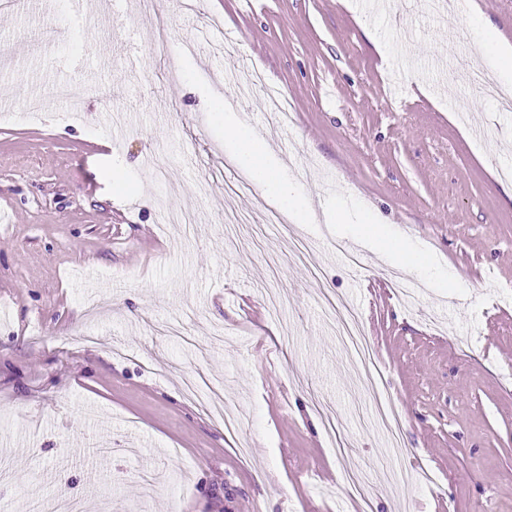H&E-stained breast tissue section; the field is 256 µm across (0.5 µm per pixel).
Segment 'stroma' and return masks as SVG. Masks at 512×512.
Masks as SVG:
<instances>
[{
  "instance_id": "1",
  "label": "stroma",
  "mask_w": 512,
  "mask_h": 512,
  "mask_svg": "<svg viewBox=\"0 0 512 512\" xmlns=\"http://www.w3.org/2000/svg\"><path fill=\"white\" fill-rule=\"evenodd\" d=\"M87 2L0 15L11 512L36 496L91 512H355L351 462L374 512H512V111L457 77L482 62L476 27L443 0H197L195 15L181 0ZM200 16L208 61L184 50ZM227 66L262 69L285 111L239 95ZM63 82L76 102L52 101ZM228 113L287 165L313 223L269 224L252 196L226 194L243 174ZM181 208L192 234L164 221ZM370 222L423 269L365 242ZM328 291L360 310L398 405L406 475L390 484ZM190 378L247 411L235 433L186 394ZM340 481L341 487L346 493L361 500L360 511L367 512L371 509L370 486L358 469L346 468L341 475Z\"/></svg>"
}]
</instances>
